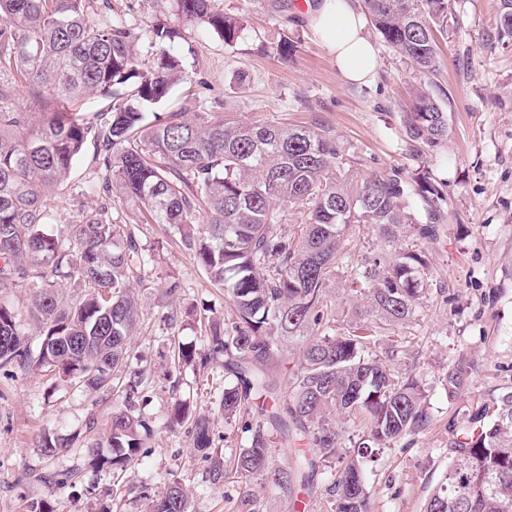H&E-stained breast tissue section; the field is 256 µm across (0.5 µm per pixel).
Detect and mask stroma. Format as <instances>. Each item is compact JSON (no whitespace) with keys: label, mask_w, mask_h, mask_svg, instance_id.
Wrapping results in <instances>:
<instances>
[{"label":"stroma","mask_w":512,"mask_h":512,"mask_svg":"<svg viewBox=\"0 0 512 512\" xmlns=\"http://www.w3.org/2000/svg\"><path fill=\"white\" fill-rule=\"evenodd\" d=\"M224 10L248 21L244 37L227 47L217 37L190 29L174 51L200 82L177 86L184 111L222 100L225 111L247 121L322 124L346 149L356 177L375 171L420 173L438 188L436 239L406 228L401 246L426 252L427 292L414 318L394 327L375 347L399 376L424 387L431 420L382 450L368 470L372 512H423L447 465L445 450L469 414L512 390V41L497 34L498 0H451L448 32L439 44L435 75L416 71L383 40H376L379 67L373 83H344L327 49L309 27L302 8L292 18L270 17L260 0H219ZM174 14L172 0H95L91 18H119L140 38L142 65L150 67L146 31L156 17ZM296 48L283 59L278 44ZM243 74L245 84L230 81ZM425 84L448 113V141L413 158L406 150L400 114L412 86ZM49 232L57 234L80 211L96 206L93 195L56 191L48 200ZM352 257L332 275L325 303L333 331L345 314L366 312L368 301L353 291V264L373 257L378 240L370 227L349 231ZM139 244L151 260L137 292L140 329L131 346L149 376L154 397L142 413L153 422L142 463L123 472L97 471L89 462L109 454V416L116 401L90 394L65 377L35 367L0 369V512H150L169 484L182 485L192 512H291L262 476L244 477L233 464L251 433L242 421L217 416L233 377L223 358L207 366L174 367V342L199 343L207 313L231 319L222 291L213 288L187 252L158 224L141 228ZM180 291L167 296L171 284ZM175 313L166 326L163 317ZM471 363L467 382L449 393L443 379L458 360ZM185 399L214 414L213 437L226 463L219 483L208 480L209 463L195 452L187 427L167 424L172 402ZM72 438L51 458L38 446L45 428Z\"/></svg>","instance_id":"stroma-1"}]
</instances>
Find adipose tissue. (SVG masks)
<instances>
[{"instance_id": "adipose-tissue-1", "label": "adipose tissue", "mask_w": 512, "mask_h": 512, "mask_svg": "<svg viewBox=\"0 0 512 512\" xmlns=\"http://www.w3.org/2000/svg\"><path fill=\"white\" fill-rule=\"evenodd\" d=\"M306 16L345 81L360 85L375 78L378 52L353 0H309Z\"/></svg>"}]
</instances>
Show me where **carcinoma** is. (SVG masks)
I'll return each mask as SVG.
<instances>
[{
	"instance_id": "1",
	"label": "carcinoma",
	"mask_w": 512,
	"mask_h": 512,
	"mask_svg": "<svg viewBox=\"0 0 512 512\" xmlns=\"http://www.w3.org/2000/svg\"><path fill=\"white\" fill-rule=\"evenodd\" d=\"M93 0H0V288L36 289L30 315L42 325L32 356L14 307L0 296V367L31 365L56 370L89 392L117 396L110 416L112 456L97 466L124 471L142 460L149 424L134 414L148 398L146 373L132 361L129 343L139 317L133 283L148 259L134 224L112 223V195L133 203L139 223L173 230L210 284L224 290L235 318L207 320L200 347L180 345L179 364H206L222 356L235 382L224 387V419L257 416L248 424L250 445L234 458L237 472L265 474L292 508L308 509L313 475L325 463L324 485L333 512H369L366 462L381 449L424 428L429 420L420 382L395 374L371 351L384 330L409 322L425 292L426 256L402 249L364 259L352 284L371 300L377 321L327 332L326 289L336 261L350 258L349 228L370 226L385 249L413 226L434 239L436 214L412 201L411 184L396 171L357 179L343 162L345 149L324 125L240 123L220 100L200 112L174 110V88L189 79L169 51L199 28L234 46L247 30L241 15L217 9L216 0H173L179 24L149 25L153 66L144 69L139 37L121 21L94 23ZM272 17H284L294 0H261ZM382 39L424 74L439 68L438 35L448 28L449 0H361ZM497 28L512 39V0H499ZM33 109L19 107L20 92ZM103 108L87 121L84 99ZM412 156L448 140V112L427 90H415L401 115ZM97 151L92 178L81 194L98 197L65 225L45 231L47 193L70 187L74 163L88 138ZM301 211L290 229L284 213ZM85 288L73 307L60 305L55 289ZM300 344L296 371L284 386L276 373L283 341ZM470 364L457 361L445 386L453 393ZM355 414L365 434L355 456H342L343 430L331 413ZM170 421L190 425L193 447L211 460L209 477H224V458L212 438L213 421L183 402ZM292 448V460L271 467L270 428ZM47 456L70 447L47 429ZM447 467L424 512H512V392L469 417V426L447 449ZM151 512H191L186 490L171 484Z\"/></svg>"
}]
</instances>
